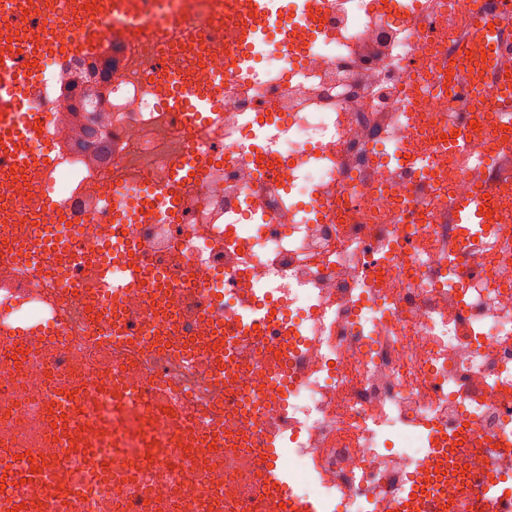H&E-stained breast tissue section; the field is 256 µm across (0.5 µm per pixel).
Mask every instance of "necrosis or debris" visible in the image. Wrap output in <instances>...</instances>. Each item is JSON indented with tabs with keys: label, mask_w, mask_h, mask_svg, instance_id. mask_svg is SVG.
Masks as SVG:
<instances>
[{
	"label": "necrosis or debris",
	"mask_w": 512,
	"mask_h": 512,
	"mask_svg": "<svg viewBox=\"0 0 512 512\" xmlns=\"http://www.w3.org/2000/svg\"><path fill=\"white\" fill-rule=\"evenodd\" d=\"M136 2L144 35L94 107L118 143L111 164L71 148L80 128L66 114L79 91L47 92L23 119L47 126L35 150H53L54 164L0 189V285L25 290L0 296V506L23 498L38 512L53 499L64 512H129L137 487L150 512H254L263 480L253 449L201 431L210 418L225 435L256 434L216 375L223 346L213 319L195 312L199 293L228 318L243 294L258 310L265 344L237 364L245 386L285 377L273 343L296 338L299 380L263 404L288 441L279 458L293 492L320 512H386L395 487L423 470L437 430L460 478L484 469L488 448L504 449L499 467L511 478L512 226L449 223V198L487 183L493 145L477 112L466 153L446 150L442 137L467 104L435 89L439 65L467 40L471 0H416L410 18L391 0H346L328 33L291 32L296 58L272 47L262 67L225 79L212 122L193 131L161 100L156 62L223 71L211 45L235 47L234 26L197 31L168 53L161 22L197 23L219 0ZM407 81L418 88L409 99ZM193 143L214 153L184 191V218L120 223L126 205L108 185H166ZM420 159L434 176L425 189ZM71 183L88 204L75 224L52 201ZM481 230L495 249L470 250ZM42 232L59 245L49 262L30 251ZM120 246L172 285L120 300L159 337L98 347L101 275ZM22 311L32 325L18 332ZM157 385L171 392L167 408L145 397ZM63 422L85 457L63 453ZM181 438L190 449L174 448ZM35 464L47 471L33 485Z\"/></svg>",
	"instance_id": "necrosis-or-debris-1"
}]
</instances>
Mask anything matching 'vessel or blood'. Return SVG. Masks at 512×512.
<instances>
[{
	"instance_id": "1",
	"label": "vessel or blood",
	"mask_w": 512,
	"mask_h": 512,
	"mask_svg": "<svg viewBox=\"0 0 512 512\" xmlns=\"http://www.w3.org/2000/svg\"><path fill=\"white\" fill-rule=\"evenodd\" d=\"M341 4L342 0H294L290 5L282 0H223L222 14L234 22L238 34L236 46L224 52V73L212 78L210 87L206 88L191 79L163 72L169 109L177 113L186 127L195 129L205 125L219 105L217 89L223 88L225 77L249 72L253 52L264 35L277 33L284 54L296 56L297 48L286 37L289 23L313 27L315 20L335 13ZM0 13L24 18V37L19 47L0 51V175H5L30 165L28 144L32 133L18 114L44 91L45 82L33 75V64L55 52L57 43L63 40L68 43V55L99 52L105 46L104 25L113 19L119 22L115 36L134 43L139 37L140 18L134 0H0ZM471 15L468 43L478 49L480 56L471 62L459 53L449 57V70L466 64L472 69L465 81L451 82V92L474 102L492 98L493 118L487 127L488 135L497 144L505 140L512 142V75L496 67L502 51L512 45V28L504 24L496 0H474ZM202 153L200 146L191 145L175 172L179 182L192 183L194 174L200 173L197 159ZM492 171L487 185L449 202L448 216L452 223H487L486 212L493 206L496 190L503 178L512 176V155L497 154ZM112 196L126 201L124 221L128 224L136 223L141 206L157 203L165 211L175 212L184 205L180 196H162L153 186L132 190L116 183L112 186ZM144 277V272L135 271L127 260L118 259L112 264L106 286L117 298L127 288L140 284ZM252 327V307L247 304L231 322L237 342L226 348L221 370L226 389L233 392L238 389L234 363L244 351ZM275 442V436H265L263 448L256 451L266 489L261 512H319L313 498L292 493L291 478L279 460ZM435 445L425 481L401 484L389 502L391 512H448L449 504L467 501L478 502L481 512H503L505 499L499 487L496 459H489L479 475L463 484L458 481L448 457L446 439L437 437Z\"/></svg>"
}]
</instances>
